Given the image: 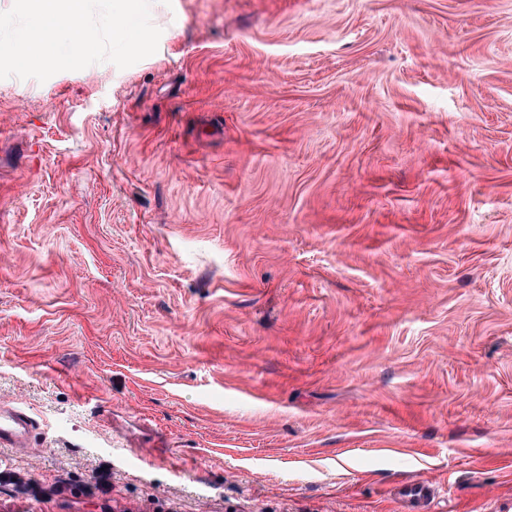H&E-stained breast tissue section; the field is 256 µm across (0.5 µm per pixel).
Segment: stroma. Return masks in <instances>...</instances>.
<instances>
[{"mask_svg":"<svg viewBox=\"0 0 512 512\" xmlns=\"http://www.w3.org/2000/svg\"><path fill=\"white\" fill-rule=\"evenodd\" d=\"M0 80V512H512V0H152ZM33 430L34 423L26 411L0 405V446L2 448L27 446Z\"/></svg>","mask_w":512,"mask_h":512,"instance_id":"stroma-1","label":"stroma"}]
</instances>
